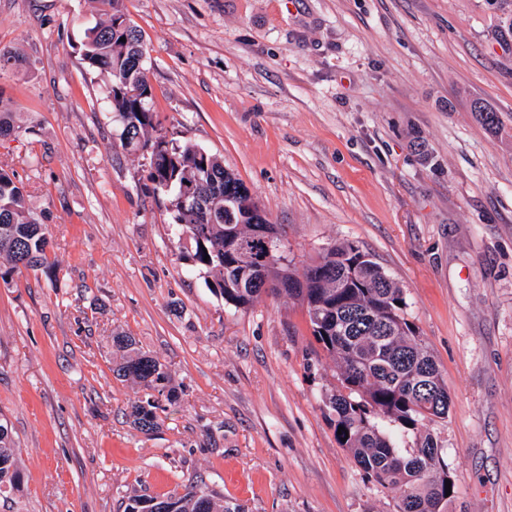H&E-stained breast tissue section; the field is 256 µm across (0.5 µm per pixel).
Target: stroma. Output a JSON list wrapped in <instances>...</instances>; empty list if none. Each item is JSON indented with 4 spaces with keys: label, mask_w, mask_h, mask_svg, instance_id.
<instances>
[{
    "label": "stroma",
    "mask_w": 512,
    "mask_h": 512,
    "mask_svg": "<svg viewBox=\"0 0 512 512\" xmlns=\"http://www.w3.org/2000/svg\"><path fill=\"white\" fill-rule=\"evenodd\" d=\"M157 132L240 178L297 265L349 241L404 292L448 385V512H512V54L485 0H126ZM96 0H0V167L46 225L51 271L0 281V422L18 488L0 512H124L200 485L242 512H394L342 448L338 367L304 308L234 309L144 188L111 79L82 59ZM492 108L496 127L471 109ZM178 393L150 433L115 334Z\"/></svg>",
    "instance_id": "obj_1"
}]
</instances>
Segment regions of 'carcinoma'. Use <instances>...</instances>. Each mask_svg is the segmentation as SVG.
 <instances>
[{
  "mask_svg": "<svg viewBox=\"0 0 512 512\" xmlns=\"http://www.w3.org/2000/svg\"><path fill=\"white\" fill-rule=\"evenodd\" d=\"M102 19L87 29L83 61L88 68L112 77L108 103L122 127L130 150L152 148L144 188L163 193L167 201L189 194L204 196L205 207L189 210L173 224L172 234L193 241L195 265L214 274L213 291L236 309L253 306L265 294H284L306 311L312 334L323 351L337 362L338 386L324 402L340 445L349 449L365 479L396 493L395 512H445L449 497L445 481L452 479L440 441L425 422L448 418L450 396L433 356L407 319L400 288L369 255L352 242L333 244L318 259L301 268L288 257L283 235L270 224L268 239L254 238V226L269 224L258 214H242L236 233L224 231L226 197L239 194L243 182L224 176V163L185 141L151 138L155 128L152 87L144 66L146 47L131 24L125 0H95ZM496 11L494 38L512 50V0H488ZM125 41H120V38ZM50 245L45 225L26 205L24 187L15 175L0 168V257L10 271L49 266ZM209 259H204V256ZM113 345L126 353L112 368L116 378H133L147 389H161L168 402L177 396L167 389L165 365L135 350V340L118 334ZM158 401L149 397L132 403L130 417L144 431L158 425ZM415 434V447L404 453L393 433L376 417ZM20 482L16 444L8 426L0 423V485ZM125 512H241L223 505L216 493L196 485L152 497L133 495Z\"/></svg>",
  "mask_w": 512,
  "mask_h": 512,
  "instance_id": "carcinoma-1",
  "label": "carcinoma"
}]
</instances>
